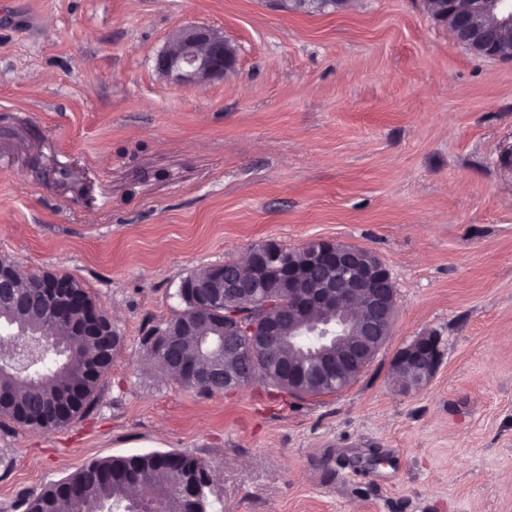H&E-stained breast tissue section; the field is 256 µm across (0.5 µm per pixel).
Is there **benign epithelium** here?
<instances>
[{"label": "benign epithelium", "instance_id": "obj_1", "mask_svg": "<svg viewBox=\"0 0 512 512\" xmlns=\"http://www.w3.org/2000/svg\"><path fill=\"white\" fill-rule=\"evenodd\" d=\"M445 4L443 17L448 20L455 42L479 50V56L510 59L502 51L503 36L512 32V0H438ZM237 53L217 31L194 24L175 30L166 49L158 56L157 69L182 85H198L221 79L234 70ZM304 262L286 254L274 244L251 249L252 268H261L270 280L288 285L289 309L294 314L321 310L329 320L304 321L295 336L317 339V359L327 375L338 378L365 370L386 342L391 327L396 294H382L371 288L372 282L391 281L380 259L359 246L329 240L312 241L300 248ZM212 298L233 299L245 290L222 272L208 281L191 284ZM224 337L240 351L254 355L271 352L284 343L276 322L270 319L245 324L224 319ZM49 349L53 342L28 333H13L10 346L14 362H31L32 345ZM440 362L438 340L419 336L402 348L394 360L396 382L405 391L423 388ZM192 371L217 393L224 382H236L242 388L253 382L260 371L257 363H245L224 375L218 368Z\"/></svg>", "mask_w": 512, "mask_h": 512}]
</instances>
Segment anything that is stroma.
<instances>
[{
	"mask_svg": "<svg viewBox=\"0 0 512 512\" xmlns=\"http://www.w3.org/2000/svg\"><path fill=\"white\" fill-rule=\"evenodd\" d=\"M187 24L235 70L162 75ZM313 240L369 249L396 290L352 385L201 395L145 357L190 274ZM1 256L69 275L119 341L69 426L0 423V512L168 451L208 465L211 512H512V60L455 44L426 0H0ZM420 336L441 360L404 393L392 363Z\"/></svg>",
	"mask_w": 512,
	"mask_h": 512,
	"instance_id": "1",
	"label": "stroma"
}]
</instances>
